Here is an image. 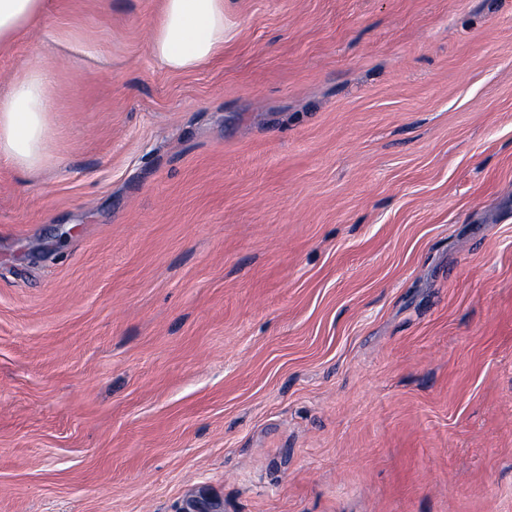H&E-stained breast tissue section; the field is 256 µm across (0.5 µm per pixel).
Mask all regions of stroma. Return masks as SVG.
<instances>
[{
    "instance_id": "stroma-1",
    "label": "stroma",
    "mask_w": 512,
    "mask_h": 512,
    "mask_svg": "<svg viewBox=\"0 0 512 512\" xmlns=\"http://www.w3.org/2000/svg\"><path fill=\"white\" fill-rule=\"evenodd\" d=\"M52 0L0 50V512H512V0ZM91 43L98 56L74 54ZM228 34L224 0H162L149 46L168 70L188 71L222 51ZM50 81L36 66H23L0 94V159L24 171L48 163Z\"/></svg>"
}]
</instances>
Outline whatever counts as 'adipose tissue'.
<instances>
[{
  "label": "adipose tissue",
  "instance_id": "obj_1",
  "mask_svg": "<svg viewBox=\"0 0 512 512\" xmlns=\"http://www.w3.org/2000/svg\"><path fill=\"white\" fill-rule=\"evenodd\" d=\"M48 0H0V47L38 24ZM224 0H162L150 37L152 55L168 70L188 71L215 57L228 37ZM50 85L45 71L25 66L0 94V159L24 171L48 163Z\"/></svg>",
  "mask_w": 512,
  "mask_h": 512
}]
</instances>
